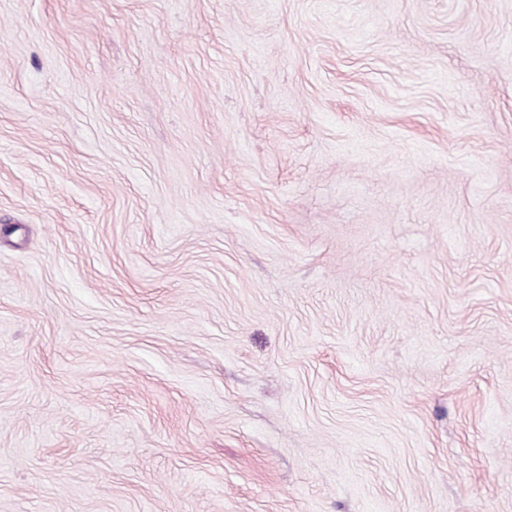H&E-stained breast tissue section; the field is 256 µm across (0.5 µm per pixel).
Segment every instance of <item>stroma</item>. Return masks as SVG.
<instances>
[{
    "instance_id": "stroma-1",
    "label": "stroma",
    "mask_w": 512,
    "mask_h": 512,
    "mask_svg": "<svg viewBox=\"0 0 512 512\" xmlns=\"http://www.w3.org/2000/svg\"><path fill=\"white\" fill-rule=\"evenodd\" d=\"M0 512H512V0H0Z\"/></svg>"
}]
</instances>
